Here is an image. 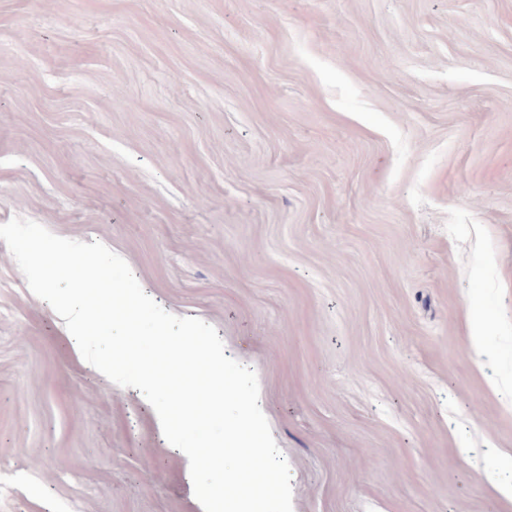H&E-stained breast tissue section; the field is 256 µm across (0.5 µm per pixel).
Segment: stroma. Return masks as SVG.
<instances>
[{
    "label": "stroma",
    "mask_w": 512,
    "mask_h": 512,
    "mask_svg": "<svg viewBox=\"0 0 512 512\" xmlns=\"http://www.w3.org/2000/svg\"><path fill=\"white\" fill-rule=\"evenodd\" d=\"M16 216L217 330L293 512H512V0H0ZM201 510L0 240V512Z\"/></svg>",
    "instance_id": "1"
}]
</instances>
